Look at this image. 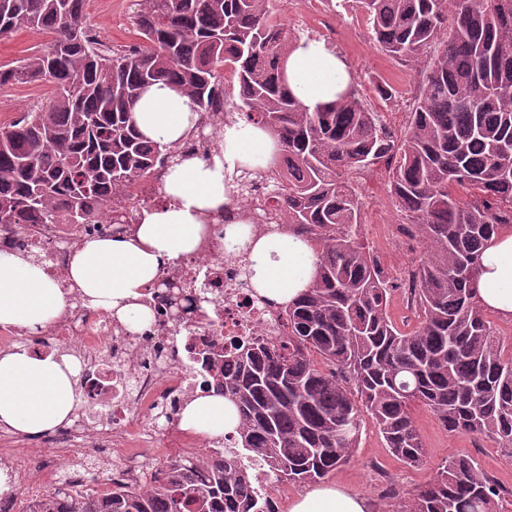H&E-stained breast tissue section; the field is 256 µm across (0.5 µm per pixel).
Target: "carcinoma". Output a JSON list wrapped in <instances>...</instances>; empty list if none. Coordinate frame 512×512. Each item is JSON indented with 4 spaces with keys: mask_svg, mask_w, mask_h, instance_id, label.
Wrapping results in <instances>:
<instances>
[{
    "mask_svg": "<svg viewBox=\"0 0 512 512\" xmlns=\"http://www.w3.org/2000/svg\"><path fill=\"white\" fill-rule=\"evenodd\" d=\"M385 54L419 75L403 138L351 77L336 102L310 110L286 86L299 40L276 0H134L144 44L117 53L91 37L86 0H0V37L51 35L39 52L0 66V88L51 83L55 95L0 128V225L91 224L155 166L182 158L142 135L132 118L141 90L180 87L198 113L237 95L232 124L269 131L287 165L233 175L250 206L316 250V273L283 308L286 333L196 356L236 409L232 446L205 462L175 457L141 487L67 499L46 494L33 512H272L252 465L272 483H307L348 462L363 414L409 467L428 463L413 407L449 433L485 435L512 454V353L474 297L479 256L512 224V0H356ZM406 223L428 243L408 271L410 331L387 315L392 283L360 240L362 195L348 174L383 158ZM320 357L330 366L317 365ZM205 479L196 478L199 466ZM502 489L468 455L437 468L396 512H501Z\"/></svg>",
    "mask_w": 512,
    "mask_h": 512,
    "instance_id": "obj_1",
    "label": "carcinoma"
}]
</instances>
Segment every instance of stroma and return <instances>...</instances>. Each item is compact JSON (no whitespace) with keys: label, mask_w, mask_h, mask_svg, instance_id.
<instances>
[{"label":"stroma","mask_w":512,"mask_h":512,"mask_svg":"<svg viewBox=\"0 0 512 512\" xmlns=\"http://www.w3.org/2000/svg\"><path fill=\"white\" fill-rule=\"evenodd\" d=\"M282 18L293 32L300 35L327 37L331 49L341 55L351 71L359 75V91L375 111L390 112L398 131H405L408 112L416 90L413 70L378 50L364 12L354 0H345L343 7L328 12L327 28H313L300 19L304 0H280ZM86 12L98 37L112 50L123 52L140 43L141 38L133 19L131 0H88ZM386 82L398 91L394 100L381 101L375 91L379 82ZM52 86L16 85L0 91V125L14 121L18 113L50 96ZM358 186L364 201L360 235L370 247L381 269L394 285L388 306L392 322L402 330H412L418 320L407 310L400 287L403 273L417 262L425 251L424 241L409 235L403 226L398 204L392 196L384 171L370 167ZM414 417L426 443L429 463L423 467H408L394 459L384 446L371 419H364L360 446L353 458L337 467L326 478L364 495L373 512H388L391 505L389 489H396L401 499H408L428 483L442 461L465 454L473 457L482 468L507 492L506 503H512V458L496 448L494 443L478 435L449 434L423 408H415Z\"/></svg>","instance_id":"35a3bbf8"}]
</instances>
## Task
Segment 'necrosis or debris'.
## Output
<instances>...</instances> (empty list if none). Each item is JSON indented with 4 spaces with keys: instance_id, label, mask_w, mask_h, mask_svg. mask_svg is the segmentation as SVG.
<instances>
[{
    "instance_id": "4bbe7bcc",
    "label": "necrosis or debris",
    "mask_w": 512,
    "mask_h": 512,
    "mask_svg": "<svg viewBox=\"0 0 512 512\" xmlns=\"http://www.w3.org/2000/svg\"><path fill=\"white\" fill-rule=\"evenodd\" d=\"M165 173L164 167H156L95 224L0 225V247L22 246L68 293L66 312L47 334L55 347L70 350L78 360L80 394L90 405L89 411L80 412L77 424L44 436L35 465L14 466L9 452L0 453V464L13 466L15 484L28 500H39L61 484L73 493L86 491L84 467L71 455L81 437L95 448H127L148 439L180 449L187 457H211L213 441L186 434L175 415L154 424L156 410L202 390L207 374L193 351L256 337L275 342L282 334L279 307L252 287L242 252L225 246L227 220L222 215L209 221V232L194 254L164 268L159 284L147 289L143 302L151 312L148 337L129 332L117 317L91 307L72 288V251L94 235H132L137 214L152 202ZM200 283L210 300L208 319L178 317L174 297L194 294Z\"/></svg>"
}]
</instances>
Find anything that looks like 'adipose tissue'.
Wrapping results in <instances>:
<instances>
[{"instance_id": "obj_1", "label": "adipose tissue", "mask_w": 512, "mask_h": 512, "mask_svg": "<svg viewBox=\"0 0 512 512\" xmlns=\"http://www.w3.org/2000/svg\"><path fill=\"white\" fill-rule=\"evenodd\" d=\"M287 84L309 108L333 103L347 85V63L325 43L297 41L287 63ZM146 137L171 146L194 129L199 115L189 96L165 83L148 87L133 107ZM271 134L246 123L225 128L220 154L211 161L188 159L172 165L162 184L164 204L145 208L133 235L86 240L70 257L68 273L90 306L116 316L131 331L151 314L140 304L143 289L160 267L196 251L204 215L236 213L225 227L230 243L250 241L251 283L258 294L279 304L294 303L316 270L313 247L295 232L275 231L251 239L247 219L232 197V176L241 167L270 164ZM474 296L488 313L512 319V232L499 231L484 247L473 283ZM68 304L62 288L42 265L0 249V326L36 333L54 323ZM78 368L67 355H43L19 345L0 354V427L35 437L70 422L79 405ZM182 429L216 439L234 433L238 415L217 394H202L179 411ZM288 512H371L362 495L340 486H321L295 496Z\"/></svg>"}]
</instances>
